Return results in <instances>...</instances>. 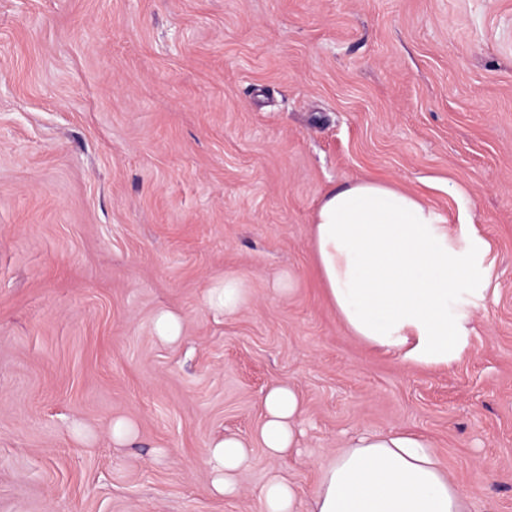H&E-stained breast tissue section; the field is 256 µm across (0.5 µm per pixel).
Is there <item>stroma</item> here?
<instances>
[{
    "label": "stroma",
    "mask_w": 512,
    "mask_h": 512,
    "mask_svg": "<svg viewBox=\"0 0 512 512\" xmlns=\"http://www.w3.org/2000/svg\"><path fill=\"white\" fill-rule=\"evenodd\" d=\"M367 177L489 244L449 368L324 294L314 210ZM227 276L232 316L206 303ZM280 384L303 434L272 459ZM360 430L424 435L469 512H512V0H0V512H255ZM223 435L251 443L231 499ZM248 300V288L237 277H224V281L214 285L207 296L208 305L224 311V315L236 314ZM157 336L166 341H174L179 338L182 324L179 316L172 312L161 313L155 322ZM264 421L259 438L268 456L280 458L298 448L295 421L302 413L297 393L286 386L269 389L263 396ZM249 443L234 435L212 441L209 464L212 470L211 492L219 497H233L238 493L237 474L248 464Z\"/></svg>",
    "instance_id": "obj_1"
}]
</instances>
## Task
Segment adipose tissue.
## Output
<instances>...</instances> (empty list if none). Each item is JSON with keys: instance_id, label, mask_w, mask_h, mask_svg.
<instances>
[{"instance_id": "obj_1", "label": "adipose tissue", "mask_w": 512, "mask_h": 512, "mask_svg": "<svg viewBox=\"0 0 512 512\" xmlns=\"http://www.w3.org/2000/svg\"><path fill=\"white\" fill-rule=\"evenodd\" d=\"M313 224L327 298L354 336L425 368H447L461 357L489 250L476 230H450L417 196L372 179L327 190ZM263 408L260 442L268 456L282 457L298 446L302 403L292 388L276 386ZM248 460L239 437L213 440L212 494L235 496ZM466 498L425 437L360 432L321 465L308 512H466Z\"/></svg>"}]
</instances>
